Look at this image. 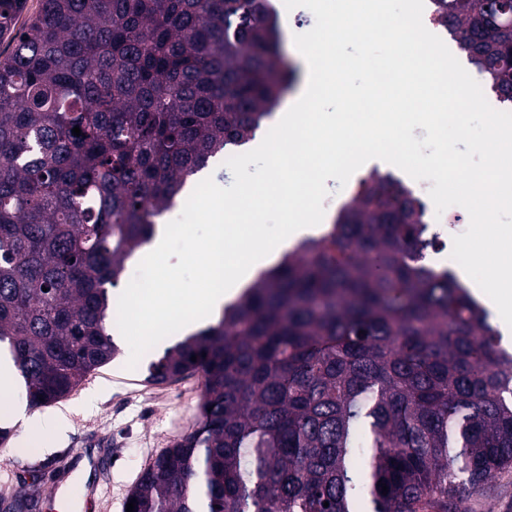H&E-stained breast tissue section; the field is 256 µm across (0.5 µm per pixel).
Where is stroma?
Wrapping results in <instances>:
<instances>
[{
  "instance_id": "35a3bbf8",
  "label": "stroma",
  "mask_w": 512,
  "mask_h": 512,
  "mask_svg": "<svg viewBox=\"0 0 512 512\" xmlns=\"http://www.w3.org/2000/svg\"><path fill=\"white\" fill-rule=\"evenodd\" d=\"M167 337L128 368L130 348L90 375L67 398L30 407L23 382L0 385V403L25 408L31 428L14 425L0 444V512L15 503L48 512L45 496L63 486L70 501L97 487V512H126L127 497L156 455L191 433L200 419V375L161 385L146 383L150 360L174 345ZM474 512H512V471L489 481L472 499Z\"/></svg>"
}]
</instances>
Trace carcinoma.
Listing matches in <instances>:
<instances>
[{
  "instance_id": "carcinoma-1",
  "label": "carcinoma",
  "mask_w": 512,
  "mask_h": 512,
  "mask_svg": "<svg viewBox=\"0 0 512 512\" xmlns=\"http://www.w3.org/2000/svg\"><path fill=\"white\" fill-rule=\"evenodd\" d=\"M432 3L512 105V13ZM25 4L0 0V357L33 407L120 354L109 288L297 70L264 0H42L18 29ZM428 228L375 170L324 234L152 361L151 384L201 374V420L143 472L135 512H472L512 468V351L431 261L446 243Z\"/></svg>"
}]
</instances>
